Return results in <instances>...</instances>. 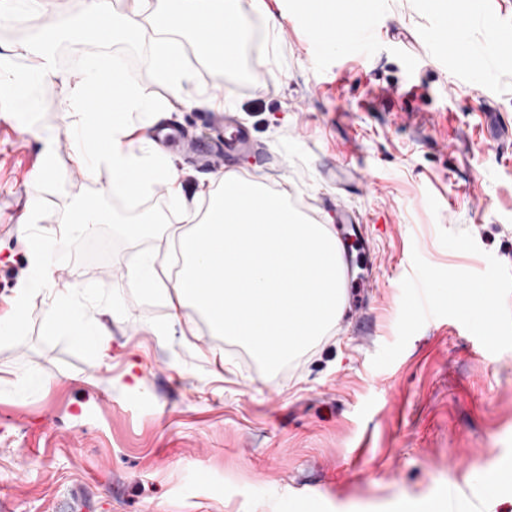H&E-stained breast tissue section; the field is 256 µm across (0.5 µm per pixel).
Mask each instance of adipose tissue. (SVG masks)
Wrapping results in <instances>:
<instances>
[{
    "label": "adipose tissue",
    "instance_id": "1",
    "mask_svg": "<svg viewBox=\"0 0 512 512\" xmlns=\"http://www.w3.org/2000/svg\"><path fill=\"white\" fill-rule=\"evenodd\" d=\"M51 7L52 0H0V18L39 27L49 44L56 33L42 20ZM146 25L157 36L154 68L173 98L187 109L223 111L222 97L204 90L184 94L193 75L178 39H194L219 72L234 70L240 29L236 0H130L122 16L112 0H85L81 28L98 41L133 37ZM105 93L112 96L107 112L93 103ZM74 98L81 116L67 128L80 142L71 155L74 167L90 174L108 164L113 191L129 196L138 195L146 181L164 183L188 225L176 237L178 270H157L146 254L135 271L146 288H169L171 323L203 319L214 335L243 341L272 369L335 326L343 305L339 244L327 225L302 216L287 190L268 189L228 170L210 174L193 198H186L166 159L133 154L124 143L135 117L168 111L169 105L145 95L120 62L88 73ZM47 327L65 329L100 354L110 349L108 329L85 320L70 299L53 303Z\"/></svg>",
    "mask_w": 512,
    "mask_h": 512
}]
</instances>
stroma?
<instances>
[{"label": "stroma", "instance_id": "1", "mask_svg": "<svg viewBox=\"0 0 512 512\" xmlns=\"http://www.w3.org/2000/svg\"><path fill=\"white\" fill-rule=\"evenodd\" d=\"M283 23L278 54L252 0L239 70L260 91L224 83L183 46L193 87L224 97L258 145L227 167L287 187L308 218L336 225L344 210L368 224L371 287L307 346L294 371L248 365L203 325L168 323L167 304L130 290L136 248L106 263L53 266L87 317L111 330L101 356L46 328L53 291L31 305L28 340L0 347V512H512V53L482 74L433 38L446 0H359L371 40L340 29L317 51L328 0H268ZM80 13L53 6L68 30L58 77L18 106L14 80L37 71L25 24L0 20V316L29 274L24 226L53 135L65 191L47 194L40 228L60 235L76 193L109 192L112 173L82 177L65 127L73 87L95 66L123 63L156 99L170 89L150 40L102 43L75 32ZM512 41V0H476L468 46ZM224 115L182 107L138 122L134 152L159 150L193 192L212 173L184 143L223 136ZM466 285L495 307L492 323L452 298Z\"/></svg>", "mask_w": 512, "mask_h": 512}]
</instances>
